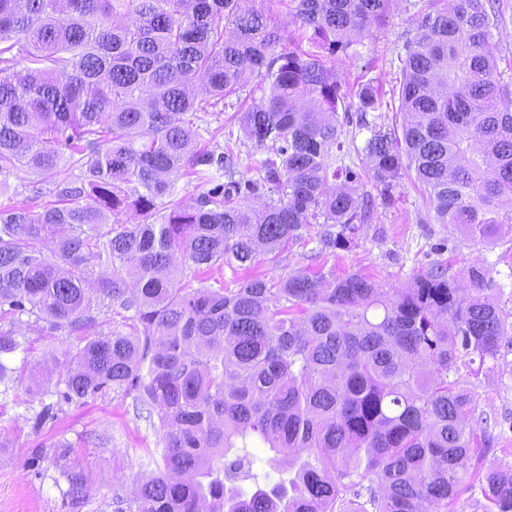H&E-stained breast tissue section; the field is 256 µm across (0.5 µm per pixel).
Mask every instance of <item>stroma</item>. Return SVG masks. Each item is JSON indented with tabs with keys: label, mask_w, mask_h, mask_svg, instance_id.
I'll use <instances>...</instances> for the list:
<instances>
[{
	"label": "stroma",
	"mask_w": 512,
	"mask_h": 512,
	"mask_svg": "<svg viewBox=\"0 0 512 512\" xmlns=\"http://www.w3.org/2000/svg\"><path fill=\"white\" fill-rule=\"evenodd\" d=\"M497 15L492 26L491 45L501 79L512 85V0H494ZM418 17L405 0H394L380 29L362 39L352 55H339L336 67L343 85L356 79L372 78L382 85L383 116H392L398 101L391 95L398 85V56L414 38ZM325 225H313L300 241L284 251L278 265L257 259L252 272L271 276L320 269L337 276L362 272L395 288L410 287L416 275L436 259L448 261L453 273L470 266L491 271L496 283L505 285L502 308L512 313V232L492 244H482L462 234H449L447 225L432 221V212L421 189L411 177H404L391 205L378 206L372 223L359 225L346 247L325 248L319 239ZM448 248L433 250L440 239ZM33 342L27 352L11 355V366L30 367L75 349V337L54 330L47 322L27 329ZM477 416L501 425L498 447L489 450L482 468L512 466V375L482 369L472 386ZM50 395L28 398L23 387L0 394V512H68L62 489L53 481L55 468L49 457L36 456L39 448L62 442L72 447L74 463L97 477L81 512H112L114 492L129 494L143 475L141 458L145 449L155 447L154 429L136 417L131 398L116 394L85 403L57 406L54 418L35 424L42 405L52 403Z\"/></svg>",
	"instance_id": "1"
}]
</instances>
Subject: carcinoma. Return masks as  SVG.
Wrapping results in <instances>:
<instances>
[{"label": "carcinoma", "mask_w": 512, "mask_h": 512, "mask_svg": "<svg viewBox=\"0 0 512 512\" xmlns=\"http://www.w3.org/2000/svg\"><path fill=\"white\" fill-rule=\"evenodd\" d=\"M391 2L0 0V176L55 187L37 211L0 207V385L42 391L3 358L32 346L25 320L46 321L81 346L55 359L57 401L35 425L110 391L157 421L147 474L113 493V512H452L476 486L485 512H512V467L471 470L495 436L477 429L469 378L512 348L488 268H468L465 289L441 261L409 288L308 271L192 285L217 264L246 272L261 251L273 263L314 224L339 227L324 246L345 245L373 217L354 187L365 175L386 201L414 171L434 222L473 240L512 228V90L489 49L492 0L421 6L386 124L382 88L342 93L335 59ZM253 74L258 98L244 92ZM349 96L370 133L359 165L337 120ZM231 97L224 138L267 150L244 170L196 137L200 113ZM185 176L202 188L192 206L177 197ZM257 446L288 474L269 491ZM70 454L52 457L77 512L90 480Z\"/></svg>", "instance_id": "cac0c4a2"}]
</instances>
